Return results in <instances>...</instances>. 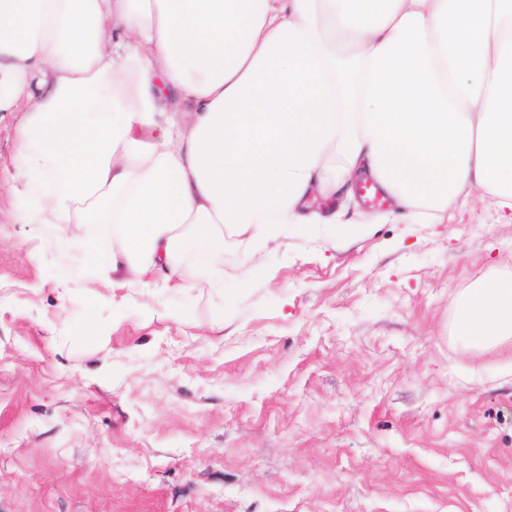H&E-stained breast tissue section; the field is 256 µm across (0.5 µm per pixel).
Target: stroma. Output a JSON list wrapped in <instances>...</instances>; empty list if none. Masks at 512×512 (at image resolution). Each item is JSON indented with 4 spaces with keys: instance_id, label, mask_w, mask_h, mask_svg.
<instances>
[{
    "instance_id": "35a3bbf8",
    "label": "stroma",
    "mask_w": 512,
    "mask_h": 512,
    "mask_svg": "<svg viewBox=\"0 0 512 512\" xmlns=\"http://www.w3.org/2000/svg\"><path fill=\"white\" fill-rule=\"evenodd\" d=\"M0 115V512H512V341L470 348L452 303L512 274V210L439 224H292L255 250L190 239L89 292L55 224L14 220Z\"/></svg>"
}]
</instances>
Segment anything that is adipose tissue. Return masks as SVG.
Instances as JSON below:
<instances>
[{"mask_svg":"<svg viewBox=\"0 0 512 512\" xmlns=\"http://www.w3.org/2000/svg\"><path fill=\"white\" fill-rule=\"evenodd\" d=\"M18 112L15 219L117 248L91 284L179 275L187 237L385 221L311 208L372 179L409 223L464 190L512 209V0H0V113ZM158 133L142 140L139 127ZM452 332L512 339V277L454 301Z\"/></svg>","mask_w":512,"mask_h":512,"instance_id":"ef3b65f1","label":"adipose tissue"}]
</instances>
